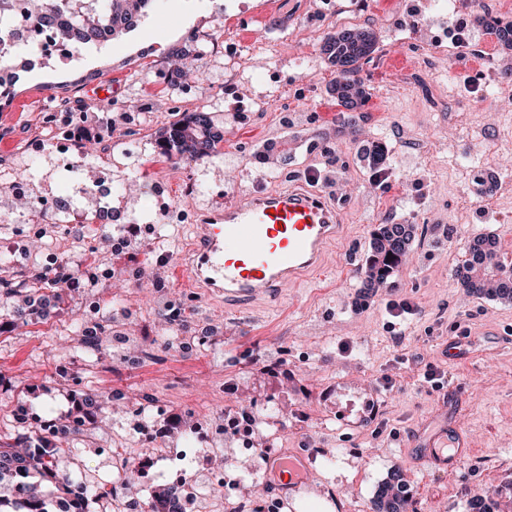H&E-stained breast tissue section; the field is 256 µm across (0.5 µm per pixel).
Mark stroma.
<instances>
[{"mask_svg":"<svg viewBox=\"0 0 512 512\" xmlns=\"http://www.w3.org/2000/svg\"><path fill=\"white\" fill-rule=\"evenodd\" d=\"M337 0H160L133 31L76 59L52 58L32 66L16 59L10 89L15 108L0 111V155L25 153L15 172L0 175V218L16 219L13 184L26 183L43 198H67L69 220L98 211L84 184L112 187V209L142 212L148 223L165 221L177 204L189 216L258 189H279L309 177L336 181L331 199L342 210L340 237L322 271L285 288L279 303L231 309L204 289L189 292L178 274L177 246L192 240L191 224L175 227L174 240L141 234L115 242L93 241L118 278L101 295L128 318L99 352L71 349L64 331L84 292L65 290L49 299L46 314L19 319L13 304L0 305V426L8 408L24 403L39 413L52 408L66 419L86 413L83 395L106 397L92 426L90 446L77 449L80 468L112 479L98 451L112 445L127 398L143 387H163L166 436L180 443L200 391L193 378L224 366V398L272 413L277 444L330 457L294 497L293 512H372L373 498L390 473L409 484L408 512H469L482 490L512 502V301L470 294L453 275L468 242L497 237L512 261V89L484 107L473 89L512 70V49L502 48L481 21L490 6L512 21V0H463L457 13L435 15L429 0H370L377 50L361 76L370 100L356 125L344 123L330 94L336 69L320 53L333 27L353 24L337 14ZM468 22L469 39H444L456 19ZM206 45L197 62L203 78L174 81L168 57L189 34ZM79 101L76 122L94 128L97 153L82 157L71 138L46 127L44 113L62 99ZM206 107L221 153L188 164L156 156L153 143L173 112ZM140 119L127 135L126 113ZM424 140L421 155L407 154L402 136ZM390 152L387 185L373 179L365 150L375 141ZM287 153H280V145ZM81 164L82 179L69 164ZM165 178L166 193H131V179L149 185ZM417 224L414 244L392 283L361 288L358 270L371 232L385 221ZM171 256L164 287L149 277L154 254ZM192 297L222 341L169 352L157 340L156 301ZM413 311L391 319L389 305ZM468 360L452 361L449 345ZM437 367L448 385H464L461 428L476 449L452 473L413 465L412 431L433 425L443 397L420 381L421 364ZM72 377H62V365Z\"/></svg>","mask_w":512,"mask_h":512,"instance_id":"35a3bbf8","label":"stroma"}]
</instances>
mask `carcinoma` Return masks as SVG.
<instances>
[{
	"label": "carcinoma",
	"mask_w": 512,
	"mask_h": 512,
	"mask_svg": "<svg viewBox=\"0 0 512 512\" xmlns=\"http://www.w3.org/2000/svg\"><path fill=\"white\" fill-rule=\"evenodd\" d=\"M156 0H42L41 7L30 10L36 22H50L63 7L72 10V20L58 32L59 41L70 47L77 56L90 47L103 46L123 34L136 29L147 16ZM485 25L497 31L501 43L512 48V22L505 21L490 11L484 12ZM194 48L176 51L172 75L178 79L183 68L193 65L201 54L198 36L187 37ZM377 43L374 30L368 27L342 26L327 32L320 51L336 67L333 94L336 105L344 109L343 120L356 122V112L368 102V94L361 77V65L371 59ZM154 152L176 163H189L202 156L220 153L219 141L212 135L210 113L203 109L185 112L170 121L155 142ZM371 167L388 166V151L384 143L377 142L366 150ZM416 225L396 222L378 224L371 234L370 250L359 270L360 287L371 291L387 286L397 273L402 257L410 249ZM80 272L73 264L43 267L34 261L20 272H15L8 261L0 257V301L7 303L16 298H29L33 293L48 292L60 298L61 291ZM454 277L472 294L500 300H512V263L505 260L498 240L491 236L472 239L464 259L455 268ZM87 428L64 427L57 435L47 438L35 436L29 430L14 428L0 435V490L9 491L10 498L0 495V512L11 506V512H50L46 508L49 496L38 491L29 482L34 474L52 482L63 493L69 492V479L57 466L58 459L67 449L77 447L79 437ZM404 478L394 473L373 501V512H407L409 496Z\"/></svg>",
	"instance_id": "obj_1"
}]
</instances>
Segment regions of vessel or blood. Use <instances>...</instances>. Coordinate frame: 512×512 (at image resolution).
Masks as SVG:
<instances>
[{"label": "vessel or blood", "mask_w": 512, "mask_h": 512, "mask_svg": "<svg viewBox=\"0 0 512 512\" xmlns=\"http://www.w3.org/2000/svg\"><path fill=\"white\" fill-rule=\"evenodd\" d=\"M341 229L339 208L321 190L259 189L202 213L193 227L195 258L185 280L223 297L232 308H247L260 299L277 302L283 288L321 267ZM438 415L441 424L417 432L408 446L417 466L450 472L472 455L473 443L447 409ZM268 469L280 486L295 493L311 474L300 448L274 456Z\"/></svg>", "instance_id": "obj_1"}]
</instances>
